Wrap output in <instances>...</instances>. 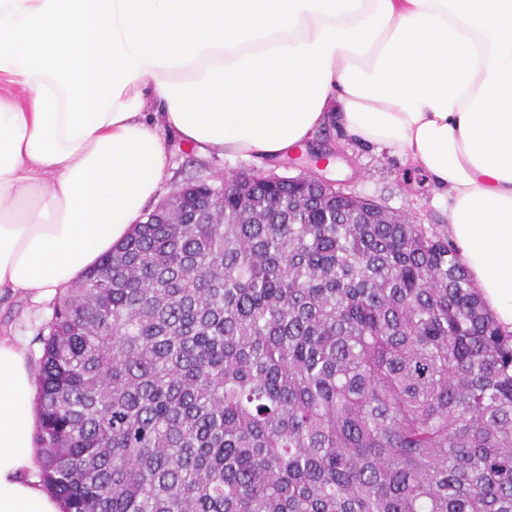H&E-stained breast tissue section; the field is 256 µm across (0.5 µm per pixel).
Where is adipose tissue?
I'll list each match as a JSON object with an SVG mask.
<instances>
[{"instance_id": "ef3b65f1", "label": "adipose tissue", "mask_w": 512, "mask_h": 512, "mask_svg": "<svg viewBox=\"0 0 512 512\" xmlns=\"http://www.w3.org/2000/svg\"><path fill=\"white\" fill-rule=\"evenodd\" d=\"M329 123L432 178L512 332V0H0V291L58 297L120 243L166 177L163 129L275 160ZM34 393L0 336V512L65 510Z\"/></svg>"}]
</instances>
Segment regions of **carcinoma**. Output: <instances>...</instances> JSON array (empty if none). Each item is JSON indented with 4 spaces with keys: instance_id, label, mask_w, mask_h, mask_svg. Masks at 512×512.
Segmentation results:
<instances>
[{
    "instance_id": "obj_1",
    "label": "carcinoma",
    "mask_w": 512,
    "mask_h": 512,
    "mask_svg": "<svg viewBox=\"0 0 512 512\" xmlns=\"http://www.w3.org/2000/svg\"><path fill=\"white\" fill-rule=\"evenodd\" d=\"M275 176L143 213L53 303L65 512H512V332L448 235Z\"/></svg>"
}]
</instances>
